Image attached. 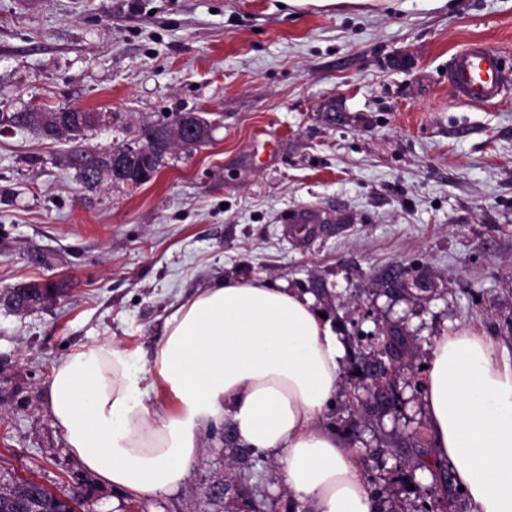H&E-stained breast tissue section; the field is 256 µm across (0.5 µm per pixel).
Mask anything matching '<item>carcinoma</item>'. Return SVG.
<instances>
[{
    "label": "carcinoma",
    "instance_id": "cac0c4a2",
    "mask_svg": "<svg viewBox=\"0 0 512 512\" xmlns=\"http://www.w3.org/2000/svg\"><path fill=\"white\" fill-rule=\"evenodd\" d=\"M181 116L179 112L170 123L160 122L140 128L137 146H118L112 148V151L117 154L129 153L162 141L167 129L177 123ZM11 122L12 126L20 128L36 126L41 134L52 139L64 135V131L69 128L74 137L90 128L71 107L62 108L58 112H15ZM89 152L88 147L77 149L72 153L70 161L78 170L85 187L94 191L100 183L89 179L87 169L80 166ZM413 270V266L401 265H388L376 270L372 278L375 293L394 303L420 302L430 298L432 293L428 289L415 294L404 288V281L413 275ZM366 338L368 341L365 342L361 336L352 337L349 344L348 380L385 378L388 387L379 390L375 386L363 385L341 389L340 395L346 397L350 404L352 419L341 426L340 430L352 440L358 439V428L361 425L377 423L400 409V383H409L405 374H415L410 359L417 338L408 330L404 320L386 319L378 322L376 331L366 335ZM224 430V481L227 495L225 501H213L211 505L220 507L227 502L236 506L233 512H276L275 501L269 496L270 481L266 477L265 462L243 452L230 425H224ZM389 454L406 461L415 458L412 471H400L392 481L414 486L413 493L419 504L409 509L405 501L397 497L387 485L371 480L369 486L373 512H458L456 506H464L467 496L455 484L451 470L446 466L436 468L425 460L429 455L426 424H419L399 438L381 441L377 447L368 449L363 461L367 464L377 462ZM67 498L68 502L61 501L57 494L33 478H18L8 472H0V512H63L69 507L80 505L79 493L73 491Z\"/></svg>",
    "mask_w": 512,
    "mask_h": 512
}]
</instances>
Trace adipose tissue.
I'll return each mask as SVG.
<instances>
[{
	"mask_svg": "<svg viewBox=\"0 0 512 512\" xmlns=\"http://www.w3.org/2000/svg\"><path fill=\"white\" fill-rule=\"evenodd\" d=\"M348 355L312 297L225 279L165 321L153 371L172 408H151L131 354L104 341L52 369L48 412L103 484L149 498L178 489L204 434L230 423L276 461L304 512H372L355 448L324 422ZM430 463L447 464L474 512H512V356L474 328L437 339L423 392Z\"/></svg>",
	"mask_w": 512,
	"mask_h": 512,
	"instance_id": "obj_1",
	"label": "adipose tissue"
}]
</instances>
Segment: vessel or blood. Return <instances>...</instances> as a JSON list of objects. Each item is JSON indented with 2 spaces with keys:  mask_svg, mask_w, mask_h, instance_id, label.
Listing matches in <instances>:
<instances>
[{
  "mask_svg": "<svg viewBox=\"0 0 512 512\" xmlns=\"http://www.w3.org/2000/svg\"><path fill=\"white\" fill-rule=\"evenodd\" d=\"M448 81L462 99L489 103L504 94L512 82V72L508 71L501 53L474 43L455 54Z\"/></svg>",
  "mask_w": 512,
  "mask_h": 512,
  "instance_id": "b4317fda",
  "label": "vessel or blood"
}]
</instances>
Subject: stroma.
Returning <instances> with one entry per match:
<instances>
[{"instance_id":"obj_1","label":"stroma","mask_w":512,"mask_h":512,"mask_svg":"<svg viewBox=\"0 0 512 512\" xmlns=\"http://www.w3.org/2000/svg\"><path fill=\"white\" fill-rule=\"evenodd\" d=\"M480 41L512 60V0H425L366 11L278 0H0V114L77 106L102 114L91 146L132 142L178 112L212 138L139 186L87 191L68 141L0 125V289L63 293L25 315L0 308V471L81 512H202L196 490L224 467L217 435L178 491L141 497L100 483L69 453L46 384L69 352L100 341L149 371L173 305L226 276L314 282L338 295L341 329L363 309L405 320L424 365L447 329L499 333L512 314V94L458 98L448 65ZM320 211L302 240L282 221ZM422 263L432 298L389 304L371 277ZM362 445L423 419L422 397Z\"/></svg>"}]
</instances>
